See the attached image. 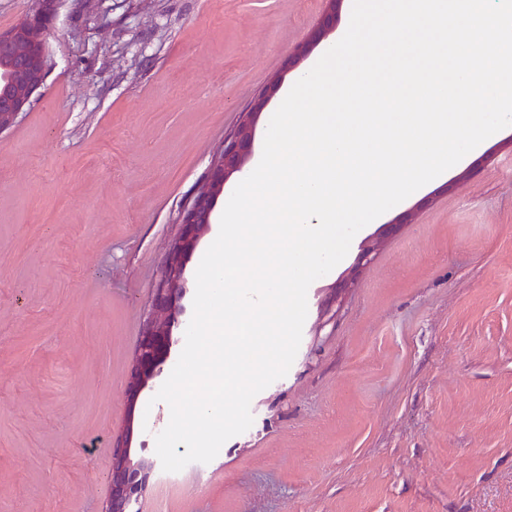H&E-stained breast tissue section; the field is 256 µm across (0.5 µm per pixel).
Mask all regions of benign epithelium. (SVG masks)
I'll use <instances>...</instances> for the list:
<instances>
[{"label":"benign epithelium","instance_id":"7a95c632","mask_svg":"<svg viewBox=\"0 0 512 512\" xmlns=\"http://www.w3.org/2000/svg\"><path fill=\"white\" fill-rule=\"evenodd\" d=\"M351 0H323L316 24L306 37L288 53L282 69L240 112L237 125L214 152L207 173L181 207L178 234L171 241L153 289L148 316L142 325L132 366L124 388L128 407L126 426L112 444L111 469L108 474V495L102 512H143L141 500L154 483L158 463L132 448L135 406L150 380L158 376L170 359L177 339L174 328L185 311L183 301L188 292L184 272L186 258L194 251L202 235L212 223L217 199L226 182L241 172L254 152L255 128L262 112L284 83L295 78L308 60L320 49L343 36ZM59 0H37L35 7L19 23L0 32V58L12 62L10 82L13 90L0 92V134L12 128L34 95L44 84L54 65L47 38V20L57 9ZM512 150V127L476 160L466 164L448 179L441 189L426 194L418 202L382 224L361 243L359 253L349 272L336 281L333 301L352 287L356 273L370 265L385 239L397 233L402 224L411 223L418 211L431 205L440 194L474 182L486 160L497 152Z\"/></svg>","mask_w":512,"mask_h":512}]
</instances>
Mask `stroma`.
Here are the masks:
<instances>
[{"instance_id": "1", "label": "stroma", "mask_w": 512, "mask_h": 512, "mask_svg": "<svg viewBox=\"0 0 512 512\" xmlns=\"http://www.w3.org/2000/svg\"><path fill=\"white\" fill-rule=\"evenodd\" d=\"M322 0H62L55 65L0 134V512H101L176 219ZM252 426L144 512H512V153L401 225ZM140 397L134 446L169 421Z\"/></svg>"}]
</instances>
